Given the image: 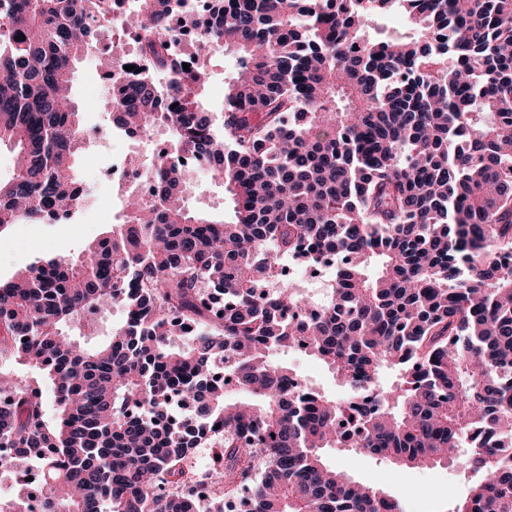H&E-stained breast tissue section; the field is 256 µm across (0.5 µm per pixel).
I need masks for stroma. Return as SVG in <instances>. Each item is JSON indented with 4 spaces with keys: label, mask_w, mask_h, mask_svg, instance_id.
<instances>
[{
    "label": "stroma",
    "mask_w": 512,
    "mask_h": 512,
    "mask_svg": "<svg viewBox=\"0 0 512 512\" xmlns=\"http://www.w3.org/2000/svg\"><path fill=\"white\" fill-rule=\"evenodd\" d=\"M234 63L235 56L228 51H217L209 56L210 78L203 99L211 111L218 112L223 107L224 79L231 74ZM73 94L78 103L88 104L85 120L88 125L99 128L100 138L106 143L102 151L81 158L80 178L93 185L104 200H111L116 187L108 172L121 163L130 142L112 129L107 86L93 59L76 64ZM187 205L191 211L218 217L230 210L223 185L205 174L188 195ZM111 227V220L96 218L88 208L77 212L72 223L65 226L12 225L0 234V282H8L19 269L44 258H77L88 244L105 236ZM273 357L300 376L308 387L336 398L346 395L343 383L315 356L277 350ZM324 460L328 465L343 468L354 480L399 498L403 512H449L452 504L464 498L483 478L482 473L464 469L456 462L400 468L391 460L349 448L326 449Z\"/></svg>",
    "instance_id": "obj_1"
}]
</instances>
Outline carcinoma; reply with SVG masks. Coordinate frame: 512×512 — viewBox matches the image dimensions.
<instances>
[{"mask_svg":"<svg viewBox=\"0 0 512 512\" xmlns=\"http://www.w3.org/2000/svg\"><path fill=\"white\" fill-rule=\"evenodd\" d=\"M118 2L0 0V145L16 156L0 233L92 200L76 62L111 80L115 129L170 137L154 203L129 198L127 223L80 257L0 284V353L53 383L52 421L28 383L0 404V447L50 451L44 512H224L243 491L247 512H401L323 450L422 467L462 442L485 478L451 512H512V458L496 454L512 448V0H133L125 25L147 63L133 80L96 39ZM394 11L405 28L372 36ZM198 14L203 36L178 57L173 22ZM225 49L236 70L216 114L207 54ZM154 70L170 74L167 101ZM193 157L224 183L229 219L185 207ZM294 254L343 259L311 317L293 280L259 292ZM210 295L233 304L218 315ZM115 306L130 318L94 341L85 315ZM295 345L346 398L268 359ZM226 352L247 401L215 379ZM176 396L194 410L174 423ZM207 447L220 459L201 499L181 462Z\"/></svg>","mask_w":512,"mask_h":512,"instance_id":"carcinoma-1","label":"carcinoma"}]
</instances>
